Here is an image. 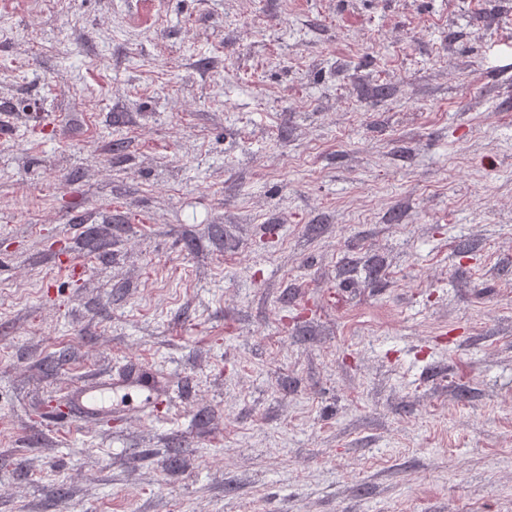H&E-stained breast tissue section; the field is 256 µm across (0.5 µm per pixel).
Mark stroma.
<instances>
[{"label":"stroma","instance_id":"35a3bbf8","mask_svg":"<svg viewBox=\"0 0 512 512\" xmlns=\"http://www.w3.org/2000/svg\"><path fill=\"white\" fill-rule=\"evenodd\" d=\"M1 29L0 512H512V0ZM153 378L149 369L136 366L116 377L109 375L106 379L93 378L84 381L72 391L71 407L75 417H93L112 412L108 399L118 391H140L142 388H152ZM153 389V388H152Z\"/></svg>","mask_w":512,"mask_h":512}]
</instances>
